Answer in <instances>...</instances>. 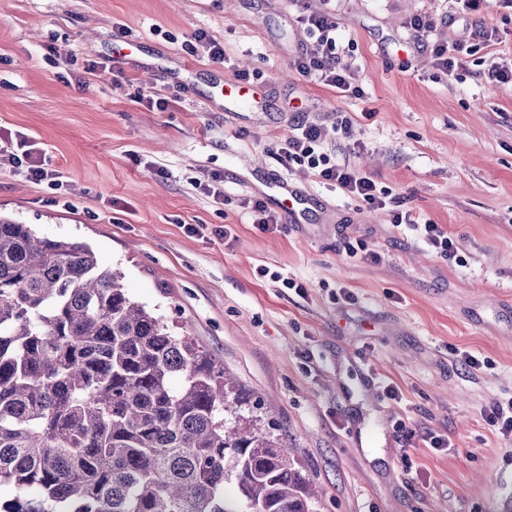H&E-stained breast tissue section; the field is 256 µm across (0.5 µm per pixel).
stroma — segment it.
I'll list each match as a JSON object with an SVG mask.
<instances>
[{
    "label": "stroma",
    "mask_w": 512,
    "mask_h": 512,
    "mask_svg": "<svg viewBox=\"0 0 512 512\" xmlns=\"http://www.w3.org/2000/svg\"><path fill=\"white\" fill-rule=\"evenodd\" d=\"M307 4L353 42L361 95L293 68L306 36L292 0H0V146L57 175L0 168V215L86 242L232 375L240 414L258 412L315 489L311 512H504L512 436L483 413L512 397V82L491 76L512 62V0ZM417 15L466 47L453 71L421 46ZM480 27L492 41L471 38ZM199 30L225 64L191 52ZM240 70L255 102L228 112ZM303 117L388 191L385 209L282 164ZM277 181L300 190L301 217L263 232L245 206ZM406 210L442 225L457 261L394 226ZM358 245L377 261L349 257Z\"/></svg>",
    "instance_id": "1"
}]
</instances>
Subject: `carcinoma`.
I'll return each instance as SVG.
<instances>
[{
  "label": "carcinoma",
  "instance_id": "carcinoma-1",
  "mask_svg": "<svg viewBox=\"0 0 512 512\" xmlns=\"http://www.w3.org/2000/svg\"><path fill=\"white\" fill-rule=\"evenodd\" d=\"M121 278L0 219V512H310L289 448Z\"/></svg>",
  "mask_w": 512,
  "mask_h": 512
}]
</instances>
